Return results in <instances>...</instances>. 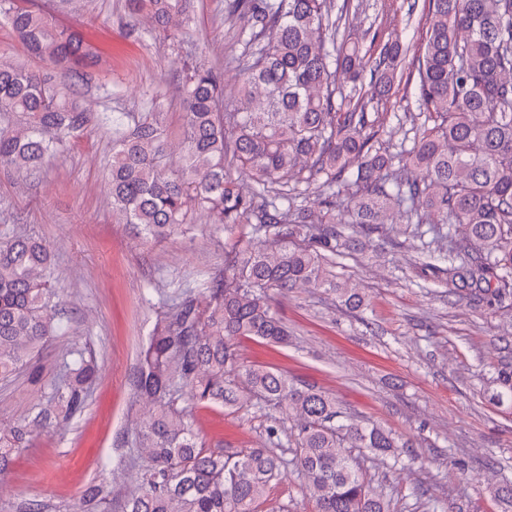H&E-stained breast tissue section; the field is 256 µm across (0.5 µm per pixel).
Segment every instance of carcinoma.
<instances>
[{
	"instance_id": "obj_1",
	"label": "carcinoma",
	"mask_w": 512,
	"mask_h": 512,
	"mask_svg": "<svg viewBox=\"0 0 512 512\" xmlns=\"http://www.w3.org/2000/svg\"><path fill=\"white\" fill-rule=\"evenodd\" d=\"M186 3L128 0L133 16L166 37ZM225 12L247 20L236 95L224 96L222 73L189 65L178 169L163 165L166 133L152 112L112 139L107 185L118 223L147 239H164L203 212L227 228L257 224L270 243L235 247L203 303H180L154 326L136 376L144 411L134 446L145 465L124 512H258L290 465L307 480L312 512H391L354 451L397 457L409 442L378 423L344 417L333 397L271 367L240 364L234 341L288 344L273 300L295 288H325L353 308L364 304L327 269L343 239V210L362 230L393 213L431 224L434 242L448 241L454 256L448 278L493 300L512 290V0H430L417 84L429 125L396 155L373 148L366 135L365 54L340 32L330 0H226ZM0 18L29 56L87 79L76 66L92 56L91 46L52 23L35 0H0ZM407 52L397 39L384 43L369 67L378 96L392 93ZM341 75L347 92L336 87ZM2 117L10 125L0 128V168L27 176L97 125L70 87L0 59ZM233 168L247 171L254 187L240 184ZM305 170L324 195L317 213L288 188ZM303 224L322 225L318 248L289 243ZM459 227L465 240L458 243ZM54 280L46 242L0 233V379L28 365L58 332ZM62 368L52 401L72 416L96 368L78 351ZM496 385L491 400L512 403V365L499 370ZM177 389L200 405L240 407L253 396L273 405L293 422L292 458L275 448H207L191 411L172 407ZM51 425L44 410L1 429L0 474L34 432Z\"/></svg>"
}]
</instances>
